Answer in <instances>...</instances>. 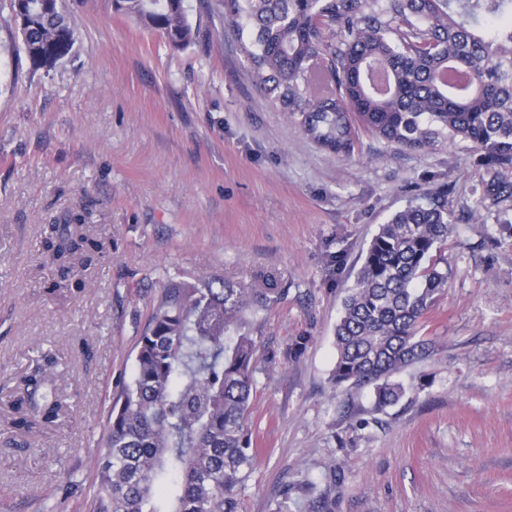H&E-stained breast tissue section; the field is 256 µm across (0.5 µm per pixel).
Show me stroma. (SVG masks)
Here are the masks:
<instances>
[{
	"label": "stroma",
	"mask_w": 512,
	"mask_h": 512,
	"mask_svg": "<svg viewBox=\"0 0 512 512\" xmlns=\"http://www.w3.org/2000/svg\"><path fill=\"white\" fill-rule=\"evenodd\" d=\"M186 3L197 39L177 48L112 0H67L74 49L46 71L0 0V512H92L98 442L167 279L269 273L239 512H309L315 490L328 512H512V211L470 221L486 172L462 144L396 150L361 129L352 155L322 150L259 90L218 0ZM443 184L459 221L426 315L436 350L377 413L330 381L341 302L380 224ZM82 204L106 247L48 294L44 227ZM47 355L69 408L14 432L5 392Z\"/></svg>",
	"instance_id": "1"
}]
</instances>
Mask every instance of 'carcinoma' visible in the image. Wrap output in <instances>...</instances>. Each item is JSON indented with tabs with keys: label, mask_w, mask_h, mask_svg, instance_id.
<instances>
[{
	"label": "carcinoma",
	"mask_w": 512,
	"mask_h": 512,
	"mask_svg": "<svg viewBox=\"0 0 512 512\" xmlns=\"http://www.w3.org/2000/svg\"><path fill=\"white\" fill-rule=\"evenodd\" d=\"M238 50L271 103L322 149L354 152L355 128L389 147L465 142L487 179L482 206L512 207V0H219ZM175 47L196 40L185 0H112ZM31 63L72 52L66 0H10ZM93 212L71 210L43 249L66 280L104 244ZM448 186L426 190L372 238L334 329L332 383L373 391L383 413L406 395L394 380L431 357L426 314L448 281L454 230ZM280 289L198 276L170 279L141 334L130 379L102 438L93 512H238L257 448L248 426L257 340L247 316ZM47 369L21 377L16 431L55 424L63 400L41 392Z\"/></svg>",
	"instance_id": "cac0c4a2"
}]
</instances>
